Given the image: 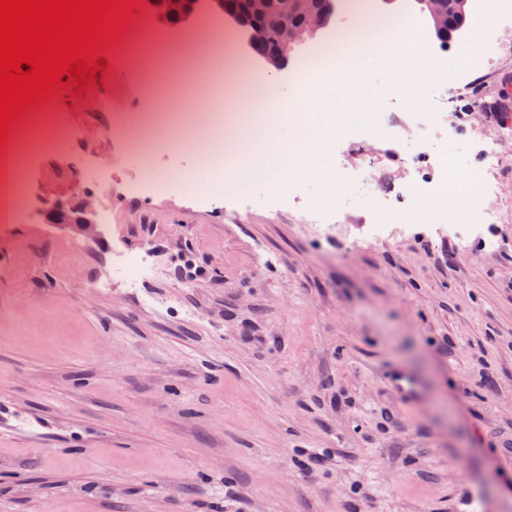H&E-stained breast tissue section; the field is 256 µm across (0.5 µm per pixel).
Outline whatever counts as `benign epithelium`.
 <instances>
[{
	"mask_svg": "<svg viewBox=\"0 0 512 512\" xmlns=\"http://www.w3.org/2000/svg\"><path fill=\"white\" fill-rule=\"evenodd\" d=\"M304 16L300 26L288 24V12ZM209 12L213 16L230 19L237 28L247 34L249 45H254L267 36L269 27H274L280 52L266 58L274 71L285 69L288 53L295 46L326 29L332 22V14L313 6V0H284L280 9L272 7V0H247V10L232 14L226 10V0H148L137 11L140 18L148 22L181 26L190 23L199 13ZM41 217L48 224H67L78 232L96 237L100 233V215L89 199L78 201H54L46 206Z\"/></svg>",
	"mask_w": 512,
	"mask_h": 512,
	"instance_id": "obj_1",
	"label": "benign epithelium"
}]
</instances>
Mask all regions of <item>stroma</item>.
I'll list each match as a JSON object with an SVG mask.
<instances>
[{"label":"stroma","instance_id":"1","mask_svg":"<svg viewBox=\"0 0 512 512\" xmlns=\"http://www.w3.org/2000/svg\"><path fill=\"white\" fill-rule=\"evenodd\" d=\"M207 22L132 26L98 89L45 108L61 143L33 155L25 207L0 223V512H512V150L488 176L505 189L486 200L499 222L455 241L431 234L419 200L397 205L405 235L369 239L384 211L355 171L412 160L420 178L450 141L478 167L468 122L415 141L416 109L387 87L370 107L385 144L329 142L340 201L308 182L163 190L198 153L155 129L132 145L117 117L210 98L144 90L124 51L168 66ZM509 42L512 23L446 84L449 111L480 106L512 135L495 111L512 92ZM87 192L97 238L40 220L49 198ZM116 255L155 273L96 289Z\"/></svg>","mask_w":512,"mask_h":512}]
</instances>
